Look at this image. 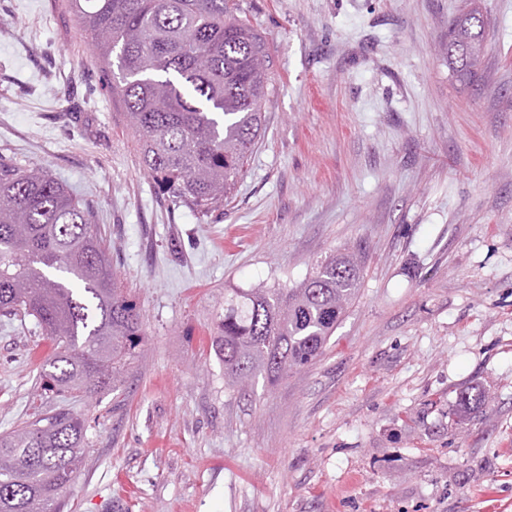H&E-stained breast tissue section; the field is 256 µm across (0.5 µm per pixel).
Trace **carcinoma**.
Instances as JSON below:
<instances>
[{"label": "carcinoma", "instance_id": "obj_1", "mask_svg": "<svg viewBox=\"0 0 512 512\" xmlns=\"http://www.w3.org/2000/svg\"><path fill=\"white\" fill-rule=\"evenodd\" d=\"M125 109L145 170L206 215L246 174L275 73L238 0H70ZM489 20L470 0L448 27V71L477 74ZM354 253L334 254L290 288L224 293L216 351L224 380L275 384L322 353L360 281ZM0 313L31 316L52 342L44 387L93 397L115 389L140 342L136 304L118 282L90 207L62 183L0 162ZM86 452L68 411L0 435V512H57Z\"/></svg>", "mask_w": 512, "mask_h": 512}]
</instances>
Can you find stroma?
<instances>
[{
  "instance_id": "stroma-1",
  "label": "stroma",
  "mask_w": 512,
  "mask_h": 512,
  "mask_svg": "<svg viewBox=\"0 0 512 512\" xmlns=\"http://www.w3.org/2000/svg\"><path fill=\"white\" fill-rule=\"evenodd\" d=\"M465 0H242L276 73L223 210L145 170L69 0H0V160L93 207L143 336L93 398L40 386L52 344L0 316V434L65 408L87 451L60 512H512V0L478 74ZM346 249L357 295L323 353L224 383V291L292 286ZM489 402L456 418L461 391ZM477 2L471 0L469 8L448 27V71L458 81L475 77L486 48L489 20Z\"/></svg>"
}]
</instances>
